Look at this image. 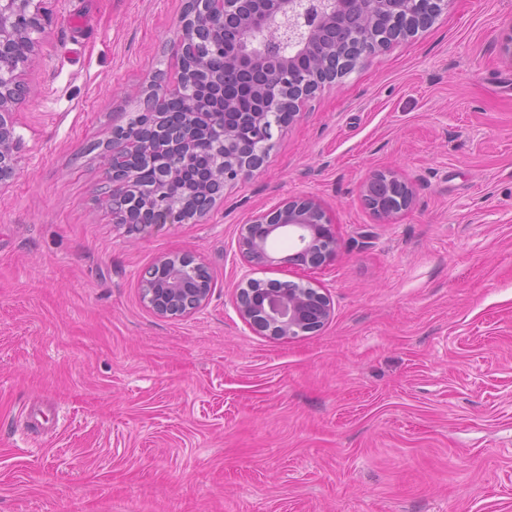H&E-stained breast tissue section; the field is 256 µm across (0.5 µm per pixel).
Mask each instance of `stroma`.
I'll use <instances>...</instances> for the list:
<instances>
[{
  "label": "stroma",
  "mask_w": 512,
  "mask_h": 512,
  "mask_svg": "<svg viewBox=\"0 0 512 512\" xmlns=\"http://www.w3.org/2000/svg\"><path fill=\"white\" fill-rule=\"evenodd\" d=\"M186 0H50L0 185V512H512V0L431 26L326 85L201 221L116 223L114 127L173 61ZM415 201L379 223L361 190ZM318 198L339 241L320 332L257 336L233 299L243 224ZM211 274L163 318L165 254ZM379 182L388 187H394L399 193L398 204L393 209H383L376 204L374 189ZM363 201L375 218L382 224H392L397 215L407 210L414 200L412 184L394 170L378 171L370 176L363 188ZM168 273L164 282L148 275L140 283L143 303L153 313L161 317H184L199 311L205 306L211 294V277L207 268L196 262L189 254H166L155 263ZM195 281L198 288H186Z\"/></svg>",
  "instance_id": "35a3bbf8"
}]
</instances>
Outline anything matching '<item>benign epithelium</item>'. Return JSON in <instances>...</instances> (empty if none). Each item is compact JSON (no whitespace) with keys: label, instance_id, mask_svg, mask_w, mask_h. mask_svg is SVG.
Segmentation results:
<instances>
[{"label":"benign epithelium","instance_id":"benign-epithelium-1","mask_svg":"<svg viewBox=\"0 0 512 512\" xmlns=\"http://www.w3.org/2000/svg\"><path fill=\"white\" fill-rule=\"evenodd\" d=\"M420 0H187L177 22L175 52L187 67L184 87L189 121L170 132L156 111L157 135L139 151L145 153L158 177L153 185H138L134 178L108 170L112 180L109 202L119 224L140 230L152 225L179 223L187 218H204L224 198L229 184L247 178L260 169L268 157L274 131L283 128L275 110L283 107L292 117L326 83L354 69L356 62L341 59L327 72L339 46L336 28L357 19L356 37L364 45L360 53L369 57L394 40L384 33L380 22L387 15L412 14ZM51 14L44 0H0V182L16 171L17 140L5 119L9 106L27 92L21 70L33 58L15 61L12 43L32 38L50 23ZM224 52V66L212 68L208 52ZM247 71L258 75L251 83L256 109L252 118L254 145L241 142L227 122L234 111L233 101H224V111L216 112L212 98L200 92L224 86L231 74ZM170 87L154 83L144 99L145 109L156 110L167 98ZM206 150L212 156L211 176L194 191L182 196L172 191L190 157ZM383 183L399 193L398 204L384 209L375 203L374 189ZM143 197L149 214L124 207L127 196ZM363 201L381 224H391L414 200L412 184L394 170L378 171L363 188ZM289 233L293 252L275 258L269 242L277 234ZM248 265L254 267L289 265L318 268L336 255V231L322 204L313 197L286 200L275 208L253 216L243 225L237 242ZM156 266L167 272L165 281L152 276L140 283L143 303L153 313L167 318L184 317L205 306L211 294L207 268L189 254H166ZM234 307L239 318L257 335L276 339L314 334L333 316L327 294L309 285L276 280L246 279L237 289Z\"/></svg>","mask_w":512,"mask_h":512}]
</instances>
